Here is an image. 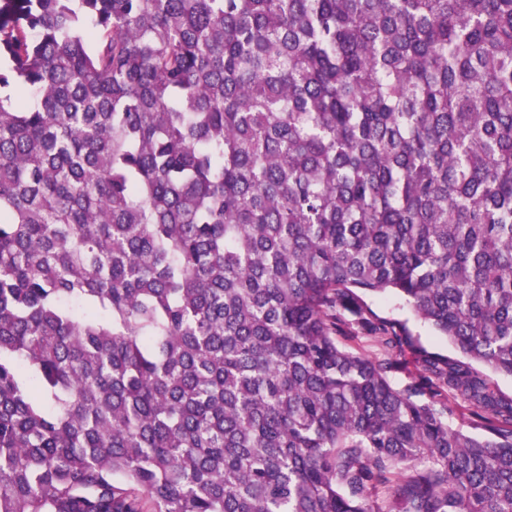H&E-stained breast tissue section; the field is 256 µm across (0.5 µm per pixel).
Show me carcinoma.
Returning a JSON list of instances; mask_svg holds the SVG:
<instances>
[{
  "instance_id": "obj_1",
  "label": "carcinoma",
  "mask_w": 512,
  "mask_h": 512,
  "mask_svg": "<svg viewBox=\"0 0 512 512\" xmlns=\"http://www.w3.org/2000/svg\"><path fill=\"white\" fill-rule=\"evenodd\" d=\"M494 374L512 0H0V512H512ZM372 309L383 317L393 318L406 322L408 329L418 341L429 351L457 357L458 353L448 343L445 337L436 336L432 329L417 320L400 299L393 294H385L370 298Z\"/></svg>"
}]
</instances>
